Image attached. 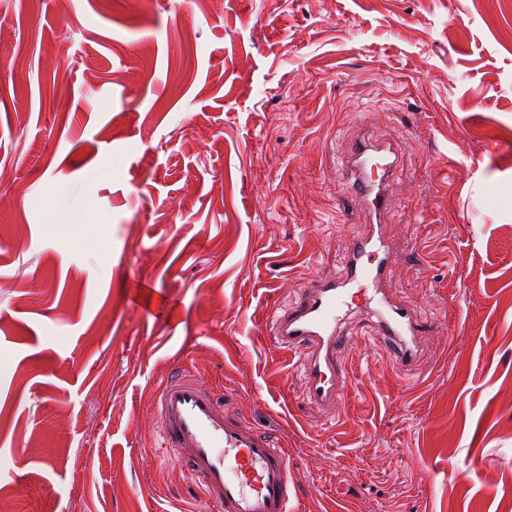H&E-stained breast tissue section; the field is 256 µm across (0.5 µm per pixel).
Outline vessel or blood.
<instances>
[{
    "label": "vessel or blood",
    "mask_w": 512,
    "mask_h": 512,
    "mask_svg": "<svg viewBox=\"0 0 512 512\" xmlns=\"http://www.w3.org/2000/svg\"><path fill=\"white\" fill-rule=\"evenodd\" d=\"M343 168L352 196L363 206L366 228L350 239L341 275L310 279L271 327L278 347L301 355L309 401L326 409L335 407L351 382L344 332L354 311L347 299L351 288L370 287L371 311L394 366L415 362L427 332L414 310L387 290L397 263L384 222L395 207L387 191L398 168L395 143L364 136L349 146ZM151 411L162 448L185 461L202 494L221 512H292L296 488L287 449L232 415L190 370L162 382Z\"/></svg>",
    "instance_id": "b4317fda"
}]
</instances>
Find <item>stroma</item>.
<instances>
[{"instance_id": "35a3bbf8", "label": "stroma", "mask_w": 512, "mask_h": 512, "mask_svg": "<svg viewBox=\"0 0 512 512\" xmlns=\"http://www.w3.org/2000/svg\"><path fill=\"white\" fill-rule=\"evenodd\" d=\"M365 130L426 353L354 319L325 410L270 321L341 269ZM184 368L296 512H512V0H0V512H219L158 446Z\"/></svg>"}]
</instances>
